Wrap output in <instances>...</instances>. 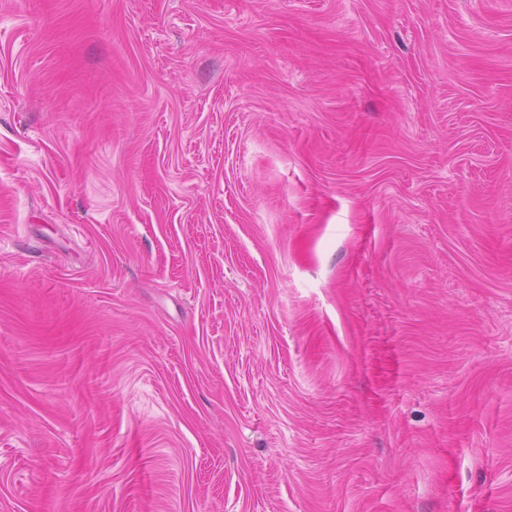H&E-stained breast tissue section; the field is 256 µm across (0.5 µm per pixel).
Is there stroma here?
<instances>
[{"mask_svg":"<svg viewBox=\"0 0 512 512\" xmlns=\"http://www.w3.org/2000/svg\"><path fill=\"white\" fill-rule=\"evenodd\" d=\"M0 512H512V0H0Z\"/></svg>","mask_w":512,"mask_h":512,"instance_id":"stroma-1","label":"stroma"}]
</instances>
